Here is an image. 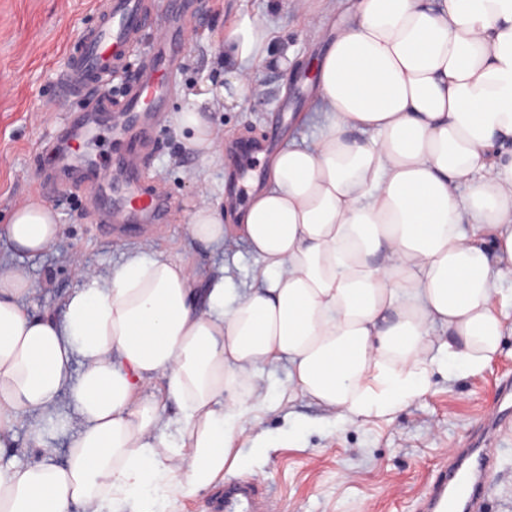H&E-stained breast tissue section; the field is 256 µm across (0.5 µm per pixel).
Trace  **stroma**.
Returning a JSON list of instances; mask_svg holds the SVG:
<instances>
[{
	"instance_id": "stroma-1",
	"label": "stroma",
	"mask_w": 512,
	"mask_h": 512,
	"mask_svg": "<svg viewBox=\"0 0 512 512\" xmlns=\"http://www.w3.org/2000/svg\"><path fill=\"white\" fill-rule=\"evenodd\" d=\"M95 0H0V224L11 208L39 199L59 216L63 231L41 257L27 261L34 284L29 311L51 310L73 286L70 256L88 267L121 262L125 251L152 247L194 259L202 271L230 267L235 287L250 278L255 264L246 245L236 253L205 248L186 226L200 198L223 201L229 188H252L262 181L263 161L239 156L243 140L262 143L271 153L285 136L296 133V113L312 100L314 75L307 64L329 43L336 18H323L321 0H309L299 13L294 0H203L197 25L188 36L187 60L175 78L169 117L157 133L158 147L143 177L167 190L181 205L177 217L155 227L153 235L115 240L100 236L84 215L81 196H39L30 174L46 164L41 146L63 119L43 104L57 92L81 31L95 19ZM246 16H265L288 39V50L303 65L283 70L256 69L249 95L207 112L231 142L223 157L210 160L190 146L192 132L180 127V112L198 107L223 71V33ZM507 316L498 353L484 370L461 378L433 372L428 391L401 410L366 423L327 422L321 406L296 398L265 413L256 433L265 435L266 455L239 442L243 458L236 477L250 480L267 496L269 512H418L421 494L434 483L455 449L464 447L498 399L500 385L512 380V298L496 297ZM500 466L487 477L490 512H512V432L499 437Z\"/></svg>"
}]
</instances>
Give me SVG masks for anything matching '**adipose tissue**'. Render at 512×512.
Returning <instances> with one entry per match:
<instances>
[{"instance_id":"adipose-tissue-1","label":"adipose tissue","mask_w":512,"mask_h":512,"mask_svg":"<svg viewBox=\"0 0 512 512\" xmlns=\"http://www.w3.org/2000/svg\"><path fill=\"white\" fill-rule=\"evenodd\" d=\"M278 32L245 17L224 39L225 104L250 92ZM312 137L268 159L246 203L201 200L206 247L244 241L243 290L157 250L77 280L51 310L25 301L62 230L37 202L0 225V512H178L223 483L236 444L278 400L335 422L422 397L433 370L480 372L505 331L512 274V0H356L313 61ZM191 145L224 138L181 113ZM26 429L19 447L16 428ZM68 438L65 461L55 440Z\"/></svg>"}]
</instances>
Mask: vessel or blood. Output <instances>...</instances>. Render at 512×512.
Masks as SVG:
<instances>
[{"instance_id":"b4317fda","label":"vessel or blood","mask_w":512,"mask_h":512,"mask_svg":"<svg viewBox=\"0 0 512 512\" xmlns=\"http://www.w3.org/2000/svg\"><path fill=\"white\" fill-rule=\"evenodd\" d=\"M199 9L198 0H99L96 23L82 32L78 51L58 79L61 94L48 102L56 111L72 97L82 98L84 105L69 112L44 143L52 165L36 170L39 189L56 194L81 189L97 228L107 235L148 231L172 206L141 181L140 172L166 113L168 92L160 77L183 68L181 22ZM136 47L141 64L125 80L120 109H113L112 77L122 72ZM510 425L512 412L503 410L478 428L475 442L442 471L422 503L424 512H483L484 477L495 466L486 439ZM216 507L218 512H264L266 500L251 481L228 478Z\"/></svg>"}]
</instances>
